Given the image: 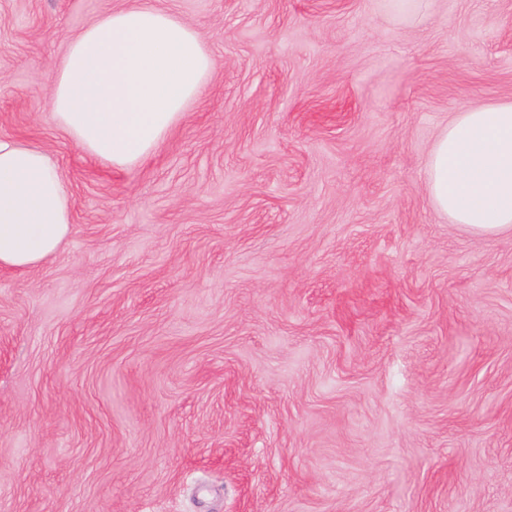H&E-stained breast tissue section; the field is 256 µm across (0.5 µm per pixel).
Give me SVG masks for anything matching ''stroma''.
I'll list each match as a JSON object with an SVG mask.
<instances>
[{
	"label": "stroma",
	"instance_id": "obj_1",
	"mask_svg": "<svg viewBox=\"0 0 512 512\" xmlns=\"http://www.w3.org/2000/svg\"><path fill=\"white\" fill-rule=\"evenodd\" d=\"M133 2L0 0V138L73 206L0 269V512H512V233L425 178L512 103V0H151L215 68L126 171L49 88Z\"/></svg>",
	"mask_w": 512,
	"mask_h": 512
}]
</instances>
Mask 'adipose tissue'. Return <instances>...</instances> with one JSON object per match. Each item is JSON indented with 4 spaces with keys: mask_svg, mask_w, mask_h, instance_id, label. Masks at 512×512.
<instances>
[{
    "mask_svg": "<svg viewBox=\"0 0 512 512\" xmlns=\"http://www.w3.org/2000/svg\"><path fill=\"white\" fill-rule=\"evenodd\" d=\"M213 69L194 29L142 0L69 43L52 74V114L82 153L133 170L181 121ZM427 175L452 223L512 232V103L458 113L440 132ZM71 224L70 196L48 156L1 139L0 267L30 269L58 257Z\"/></svg>",
    "mask_w": 512,
    "mask_h": 512,
    "instance_id": "obj_1",
    "label": "adipose tissue"
}]
</instances>
